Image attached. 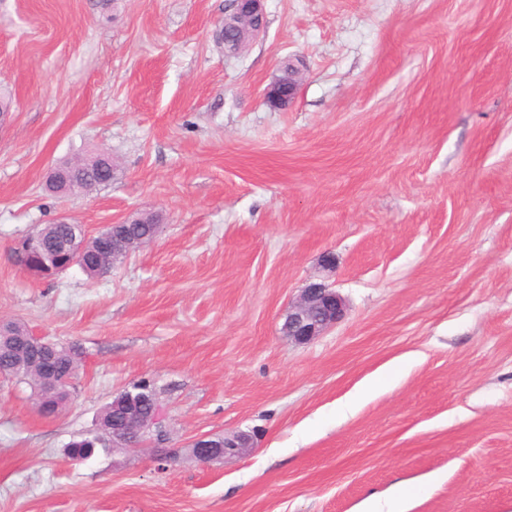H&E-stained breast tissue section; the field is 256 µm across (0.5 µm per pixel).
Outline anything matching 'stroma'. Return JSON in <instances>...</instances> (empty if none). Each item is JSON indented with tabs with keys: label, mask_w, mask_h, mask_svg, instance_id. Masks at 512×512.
<instances>
[{
	"label": "stroma",
	"mask_w": 512,
	"mask_h": 512,
	"mask_svg": "<svg viewBox=\"0 0 512 512\" xmlns=\"http://www.w3.org/2000/svg\"><path fill=\"white\" fill-rule=\"evenodd\" d=\"M224 3L0 0V318L83 351L55 417L0 379V512H359L399 487L512 512V0H264L234 55ZM100 150L111 184L46 190ZM141 212L162 232L105 276L13 262L35 225ZM322 281L344 319L288 340ZM141 380L165 449L67 458ZM224 432L248 450L190 456ZM288 66L291 71H294V75L291 78H288ZM298 74V69L292 63L285 65L284 76L285 79H288V84L276 78L265 93L267 100H272L279 106H286L292 103L297 96L299 88ZM224 446L215 443L211 435H199L188 445L190 456L204 465L221 464L233 456L240 455L247 447L248 438L245 434L226 435Z\"/></svg>",
	"instance_id": "35a3bbf8"
}]
</instances>
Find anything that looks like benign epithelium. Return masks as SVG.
<instances>
[{"instance_id":"7a95c632","label":"benign epithelium","mask_w":512,"mask_h":512,"mask_svg":"<svg viewBox=\"0 0 512 512\" xmlns=\"http://www.w3.org/2000/svg\"><path fill=\"white\" fill-rule=\"evenodd\" d=\"M264 0H226L224 26L238 34L237 51L251 45L265 31L267 26L263 9ZM294 75L283 82L275 79L265 96L279 106L292 103L298 92L297 68L290 66ZM134 223L128 217L116 224L103 226L96 234H82L79 238L67 239L57 251H44L38 233L27 236L15 248L16 263L36 278L50 277L66 271L79 262L85 252L95 250L108 258L113 255L112 241L125 224ZM346 313L345 299L325 283H311L301 290L298 299L288 306L282 333L298 343H307L336 325ZM43 395L39 396L38 407H48L46 396L68 395L71 378L67 374L46 366L41 369ZM112 409L122 411V424L112 428V448L136 449L153 436L160 442L165 440L166 430L163 415L155 392L148 384L126 389L113 398ZM244 434L224 436V445L215 443L211 435H199L188 445L190 456L204 465L221 464L227 458L238 456L247 447Z\"/></svg>"}]
</instances>
